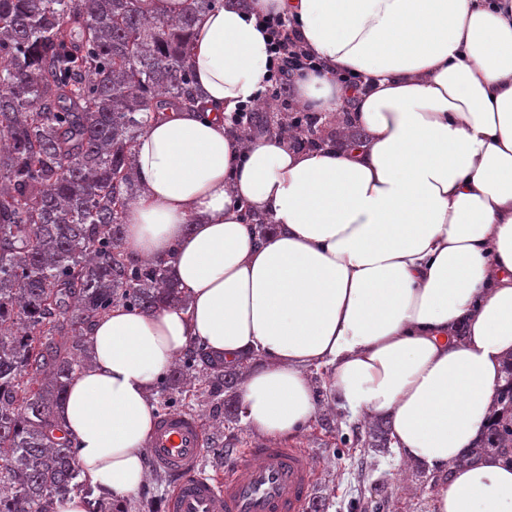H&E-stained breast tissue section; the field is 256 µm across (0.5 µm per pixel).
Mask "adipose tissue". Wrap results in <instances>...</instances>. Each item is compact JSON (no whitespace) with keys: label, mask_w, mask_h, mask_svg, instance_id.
<instances>
[{"label":"adipose tissue","mask_w":512,"mask_h":512,"mask_svg":"<svg viewBox=\"0 0 512 512\" xmlns=\"http://www.w3.org/2000/svg\"><path fill=\"white\" fill-rule=\"evenodd\" d=\"M272 9L325 67L298 102L350 111L338 146L224 125L265 89ZM189 64L204 108L138 138L124 235L189 305L96 321L58 409L83 475L105 495L139 490L151 393L200 342L260 356L239 389L255 432H302L322 367L340 409L390 417L399 456L447 474L432 512H512V461L465 457L512 354V0H224L200 15ZM352 71L365 87L348 96L335 76Z\"/></svg>","instance_id":"adipose-tissue-1"}]
</instances>
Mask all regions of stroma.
<instances>
[{
    "label": "stroma",
    "mask_w": 512,
    "mask_h": 512,
    "mask_svg": "<svg viewBox=\"0 0 512 512\" xmlns=\"http://www.w3.org/2000/svg\"><path fill=\"white\" fill-rule=\"evenodd\" d=\"M310 378L317 412L291 442L308 449L315 462L314 501L321 512H431L434 476L396 451L363 447L356 436L364 427L333 404L327 373Z\"/></svg>",
    "instance_id": "1"
}]
</instances>
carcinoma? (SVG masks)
Masks as SVG:
<instances>
[{"instance_id":"cac0c4a2","label":"carcinoma","mask_w":512,"mask_h":512,"mask_svg":"<svg viewBox=\"0 0 512 512\" xmlns=\"http://www.w3.org/2000/svg\"><path fill=\"white\" fill-rule=\"evenodd\" d=\"M175 19L141 0H0V512H54L72 494L87 512H127L80 479L57 408L91 361L93 322L115 305L151 312L186 302L161 260H134L124 218L138 188L137 139L165 106L199 107L187 65L201 12ZM239 370L192 343L162 379L159 407L178 392L239 416ZM499 409L476 453L512 458V358ZM387 447L391 425H366Z\"/></svg>"}]
</instances>
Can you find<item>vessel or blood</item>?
Here are the masks:
<instances>
[{"mask_svg":"<svg viewBox=\"0 0 512 512\" xmlns=\"http://www.w3.org/2000/svg\"><path fill=\"white\" fill-rule=\"evenodd\" d=\"M152 468L174 479L165 512H313L315 468L302 448L261 442L226 453L224 467L201 473L205 453L196 417H159L149 439Z\"/></svg>","mask_w":512,"mask_h":512,"instance_id":"obj_1","label":"vessel or blood"}]
</instances>
